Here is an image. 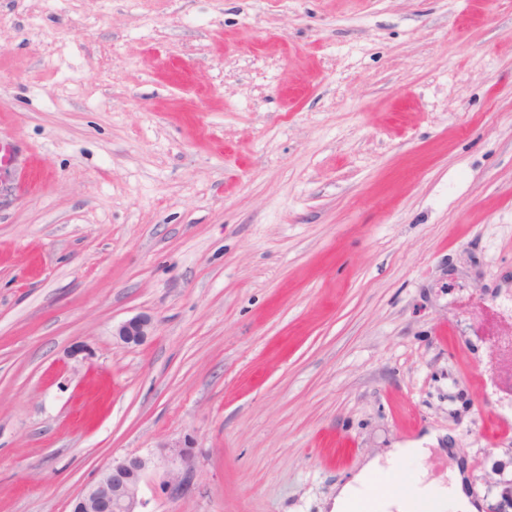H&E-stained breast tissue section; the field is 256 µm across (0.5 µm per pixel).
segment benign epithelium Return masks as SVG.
Segmentation results:
<instances>
[{
	"label": "benign epithelium",
	"mask_w": 512,
	"mask_h": 512,
	"mask_svg": "<svg viewBox=\"0 0 512 512\" xmlns=\"http://www.w3.org/2000/svg\"><path fill=\"white\" fill-rule=\"evenodd\" d=\"M151 316L136 315L119 324L112 335L126 344L138 345L153 335ZM487 341L495 362L512 369V337L504 340L489 336ZM153 460L148 456L130 454L112 459L98 479L76 500L72 512H138L144 505L139 498L140 485ZM194 466L193 456L184 449L174 453V466L169 470L170 479L179 481Z\"/></svg>",
	"instance_id": "benign-epithelium-1"
}]
</instances>
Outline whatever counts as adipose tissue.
<instances>
[{
	"mask_svg": "<svg viewBox=\"0 0 512 512\" xmlns=\"http://www.w3.org/2000/svg\"><path fill=\"white\" fill-rule=\"evenodd\" d=\"M427 454V449L422 447H396L386 449L383 457L368 459L358 473L337 490L332 512H352L355 502L366 491L369 479L382 471L384 462L419 459ZM426 499L436 502L441 512H446L451 505L455 506L457 512H478L481 506L480 501L472 497L461 471L456 469L452 471L450 483L446 486L427 483L419 477L411 478L407 491H397L385 497L379 512H416L419 503Z\"/></svg>",
	"mask_w": 512,
	"mask_h": 512,
	"instance_id": "obj_1",
	"label": "adipose tissue"
}]
</instances>
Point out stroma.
<instances>
[{
  "mask_svg": "<svg viewBox=\"0 0 512 512\" xmlns=\"http://www.w3.org/2000/svg\"><path fill=\"white\" fill-rule=\"evenodd\" d=\"M0 144V512L132 453L144 512H330L432 434L375 486L512 512V0H0ZM153 332L154 322L152 317L140 314L119 324L112 334L125 344L138 345L146 340L148 336H152ZM382 469L385 468L381 464L380 456L368 459L358 473L336 491L331 512H351L355 502L366 491L369 479ZM435 501L439 510H448V502H451L460 512H477L482 503L474 500L469 491L464 475L458 466L450 474L449 485H441L435 482L425 483L421 477H412L408 481L406 492L396 491L382 500L379 507L380 512H415L423 500ZM395 510V511H393Z\"/></svg>",
  "mask_w": 512,
  "mask_h": 512,
  "instance_id": "stroma-1",
  "label": "stroma"
}]
</instances>
